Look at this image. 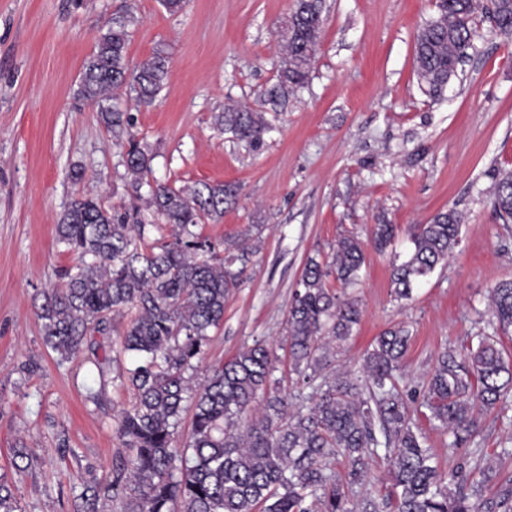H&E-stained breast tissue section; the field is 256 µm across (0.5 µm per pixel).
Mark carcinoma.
<instances>
[{
	"label": "carcinoma",
	"mask_w": 512,
	"mask_h": 512,
	"mask_svg": "<svg viewBox=\"0 0 512 512\" xmlns=\"http://www.w3.org/2000/svg\"><path fill=\"white\" fill-rule=\"evenodd\" d=\"M497 34L512 37V0H438L437 14L419 29L414 58L423 91L438 99L448 77L474 47L477 14ZM133 13L125 9L98 37L85 61L78 94L98 106L108 128L123 123L114 108L127 87L140 104L151 103L167 83V57L156 53L137 69L128 61ZM322 0H296L280 33L282 61L264 102L284 105L308 78L322 27ZM214 125L231 139L257 150L269 129L265 113L231 106L214 115ZM154 156L129 139L125 165L139 188L147 182ZM235 183H197L190 188L158 184L144 198L159 224L129 222L98 202L74 199L56 224V242L78 254L59 287L43 293L37 307L44 342L64 362L91 336H115L133 367L117 376L133 396L118 419L116 434L127 455L117 460L112 479L83 486L77 512H101L103 501L121 499L123 512H383L372 495L360 494L371 462L389 461L390 512H512V477L489 468L495 482L483 498L458 466L439 470L425 446L422 428L412 420L397 372L412 339L404 325L391 327L366 351L365 379L347 374L315 384L335 346L352 336L361 310L353 298H340L329 285L360 281L364 242L340 238L331 260L307 261L286 319L288 356L302 382L315 386L308 410H291L280 381L277 358L257 341L214 368L193 387L190 370L201 361L209 331L224 319V305L239 287L258 251L260 226L249 225L224 242L196 231L218 221L236 204ZM494 208L512 219V172L496 176ZM462 216L455 209L434 214L411 229L405 261L393 265L391 283L398 300L411 298L413 285L448 260L459 244ZM160 233L150 247L149 234ZM395 240V225L376 224L371 243L383 253ZM491 325L512 330V281L490 293ZM512 396V360L490 336L437 358L422 394L429 423L452 437L450 447L466 448L478 433L479 411H490ZM192 401L191 431L176 446L184 403ZM348 465L336 480L332 461ZM0 512H18L13 489L0 474Z\"/></svg>",
	"instance_id": "cac0c4a2"
}]
</instances>
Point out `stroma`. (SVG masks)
Returning a JSON list of instances; mask_svg holds the SVG:
<instances>
[{"mask_svg": "<svg viewBox=\"0 0 512 512\" xmlns=\"http://www.w3.org/2000/svg\"><path fill=\"white\" fill-rule=\"evenodd\" d=\"M125 2L136 16L130 64L160 52L169 77L150 106L121 95L131 122L110 131L77 91L85 59ZM293 8L294 0H187L172 14L159 0H0V473L21 512H75L84 484L110 478L127 453L116 426L132 395L116 377L130 357L112 363L104 380L80 359L59 362L35 307L75 263L55 238L73 199L154 223L124 165L129 138L154 156L151 183L240 185L238 204L220 222L200 224L203 235L219 241L263 227L194 382L261 339L278 358L289 401L310 407L313 389L299 384L284 341L293 292L308 258L329 260L340 237L367 239L381 220L396 225L395 241L382 254L366 248L352 291L361 321L324 376L361 375L372 340L403 324L412 333L403 378L422 385L445 348L492 333L487 297L512 279V223L493 207L496 174L512 171V39L477 18L474 50L434 100L419 87L414 44L435 0H323L309 79L284 110L267 112L270 130L254 151L215 128L213 116L228 104L261 108ZM448 208L463 215L459 245L411 299L395 300L391 266L407 257L410 226ZM92 389L102 405L88 400ZM414 417L441 469L465 464L478 483L484 458L512 475V456L499 455L512 435V398L482 415L466 448L449 447L423 412ZM17 448L33 460L19 473Z\"/></svg>", "mask_w": 512, "mask_h": 512, "instance_id": "stroma-1", "label": "stroma"}]
</instances>
